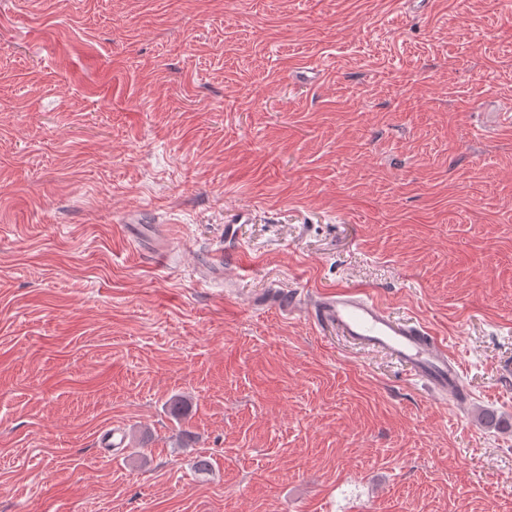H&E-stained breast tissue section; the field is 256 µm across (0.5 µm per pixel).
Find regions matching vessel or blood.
<instances>
[{"label": "vessel or blood", "mask_w": 512, "mask_h": 512, "mask_svg": "<svg viewBox=\"0 0 512 512\" xmlns=\"http://www.w3.org/2000/svg\"><path fill=\"white\" fill-rule=\"evenodd\" d=\"M300 304L306 305L317 324L336 328L359 347L385 352L410 368L433 396L454 406L467 402L459 361L422 323L394 318L362 289L316 291L301 297L278 290L262 302L265 308L285 312ZM126 442L124 427L116 424L97 437L96 446L107 458Z\"/></svg>", "instance_id": "obj_1"}]
</instances>
